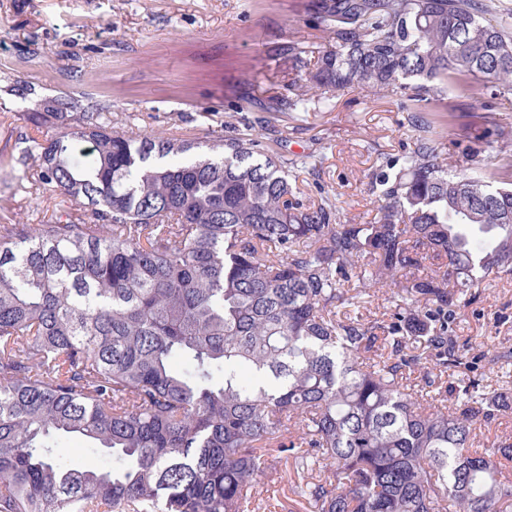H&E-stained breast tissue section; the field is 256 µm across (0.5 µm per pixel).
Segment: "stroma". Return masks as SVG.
I'll return each instance as SVG.
<instances>
[{
	"mask_svg": "<svg viewBox=\"0 0 512 512\" xmlns=\"http://www.w3.org/2000/svg\"><path fill=\"white\" fill-rule=\"evenodd\" d=\"M309 0H0V224H44L63 205L36 192L20 157L25 136L55 134L26 119L33 99L9 92L29 82L42 96H83L107 106L115 126L142 134L202 138L261 119L265 146L284 160L322 154L301 173L304 202L328 196L343 222L370 224L384 159L411 151L417 136L400 95L351 87L309 109L292 94L274 44L325 42ZM453 112L438 140L451 166L483 168L491 152L466 157L486 130L512 143V106L491 113L448 91ZM454 334L471 361L512 351V277L481 290ZM292 464L276 461L266 512H313L292 488Z\"/></svg>",
	"mask_w": 512,
	"mask_h": 512,
	"instance_id": "obj_1",
	"label": "stroma"
}]
</instances>
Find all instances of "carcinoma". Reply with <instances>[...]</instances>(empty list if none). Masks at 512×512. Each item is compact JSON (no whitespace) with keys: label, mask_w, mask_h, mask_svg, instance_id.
<instances>
[{"label":"carcinoma","mask_w":512,"mask_h":512,"mask_svg":"<svg viewBox=\"0 0 512 512\" xmlns=\"http://www.w3.org/2000/svg\"><path fill=\"white\" fill-rule=\"evenodd\" d=\"M493 9L312 0L329 44L276 48L304 109L357 86L414 113L371 224L293 199L261 126L146 136L98 104L41 100L28 120L57 133L25 137L22 161L85 214L0 225V512H260L271 451L314 512L512 508V443L474 450L512 393L441 387L467 363L457 316L512 275V150L450 173L433 137L448 89L489 111L512 93V26ZM390 286L405 297L389 323L341 312L349 289ZM420 369L427 400L400 382ZM68 437L110 465L72 466Z\"/></svg>","instance_id":"1"}]
</instances>
